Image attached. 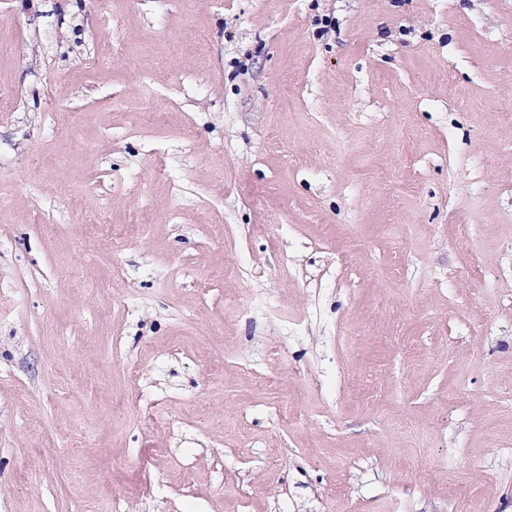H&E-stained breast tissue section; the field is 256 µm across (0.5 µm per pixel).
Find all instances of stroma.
<instances>
[{
    "instance_id": "obj_1",
    "label": "stroma",
    "mask_w": 512,
    "mask_h": 512,
    "mask_svg": "<svg viewBox=\"0 0 512 512\" xmlns=\"http://www.w3.org/2000/svg\"><path fill=\"white\" fill-rule=\"evenodd\" d=\"M0 94V512H512V0H0Z\"/></svg>"
}]
</instances>
